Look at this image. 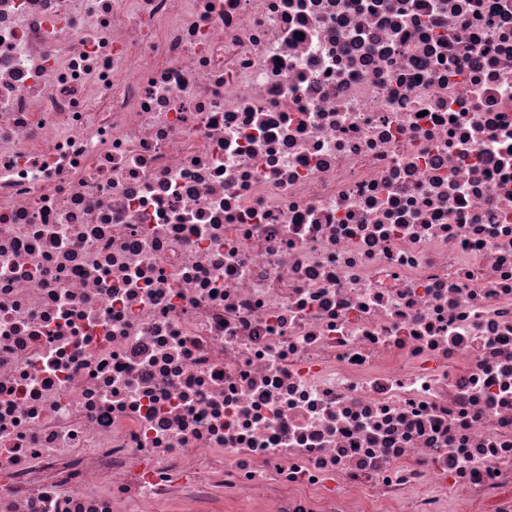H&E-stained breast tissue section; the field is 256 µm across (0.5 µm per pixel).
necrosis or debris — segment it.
<instances>
[{
    "label": "necrosis or debris",
    "instance_id": "4bbe7bcc",
    "mask_svg": "<svg viewBox=\"0 0 512 512\" xmlns=\"http://www.w3.org/2000/svg\"><path fill=\"white\" fill-rule=\"evenodd\" d=\"M0 512H512V0H0Z\"/></svg>",
    "mask_w": 512,
    "mask_h": 512
}]
</instances>
